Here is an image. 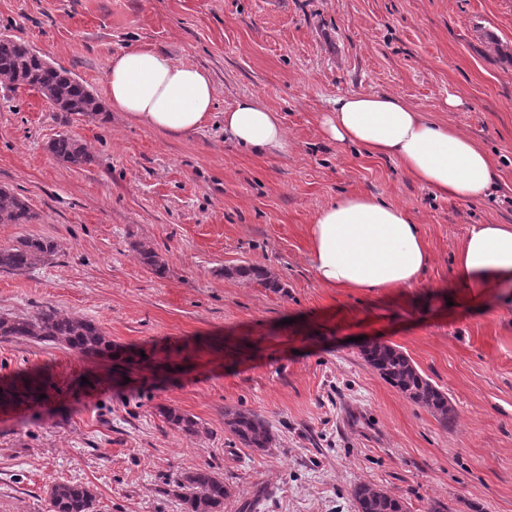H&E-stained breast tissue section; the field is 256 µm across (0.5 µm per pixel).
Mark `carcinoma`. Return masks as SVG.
I'll return each instance as SVG.
<instances>
[{"label": "carcinoma", "instance_id": "carcinoma-1", "mask_svg": "<svg viewBox=\"0 0 512 512\" xmlns=\"http://www.w3.org/2000/svg\"><path fill=\"white\" fill-rule=\"evenodd\" d=\"M0 88L10 92L25 89L40 94L58 111L78 115H96L104 108L82 82L65 70L48 68L28 43L0 34ZM57 160L72 166H89L94 156L88 148L67 133H61L48 145ZM36 214L28 203L0 188V224H30ZM56 244L48 238L23 237L16 243L0 246V271L23 272L48 262L56 253ZM137 259L162 276L166 265L153 248L133 246ZM225 275L265 288L278 283L265 267L240 264ZM31 340L47 345H62L86 357H112V341L92 320L66 315L46 306L32 316L0 315V342ZM366 361L391 386L408 399L429 410L443 427H448L451 408L448 396L433 385L399 349L373 343L364 351ZM167 423L187 435L199 434V424L191 416L172 408L160 410ZM224 425L246 448L263 451L273 444V433L267 421L251 410L228 408ZM174 495L182 502L183 512H224L228 489L224 478L206 469L187 473L173 481ZM358 512H406L399 499L382 489L359 484L352 490ZM95 495L84 485L57 482L48 490L49 512H94Z\"/></svg>", "mask_w": 512, "mask_h": 512}]
</instances>
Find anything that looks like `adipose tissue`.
Wrapping results in <instances>:
<instances>
[{
    "label": "adipose tissue",
    "mask_w": 512,
    "mask_h": 512,
    "mask_svg": "<svg viewBox=\"0 0 512 512\" xmlns=\"http://www.w3.org/2000/svg\"><path fill=\"white\" fill-rule=\"evenodd\" d=\"M111 110L170 137L200 129L212 116L209 74L147 44L116 54L106 74ZM320 129L329 140L397 159L421 184L459 200L488 195L494 174L489 155L469 136L442 126L387 94L336 98ZM224 130L241 147L278 155L289 147L277 112L253 99L224 113ZM310 263L327 288H409L429 263V252L406 208L351 194L319 210L310 226ZM451 288L497 302L512 288V226L473 224L453 253Z\"/></svg>",
    "instance_id": "obj_1"
}]
</instances>
